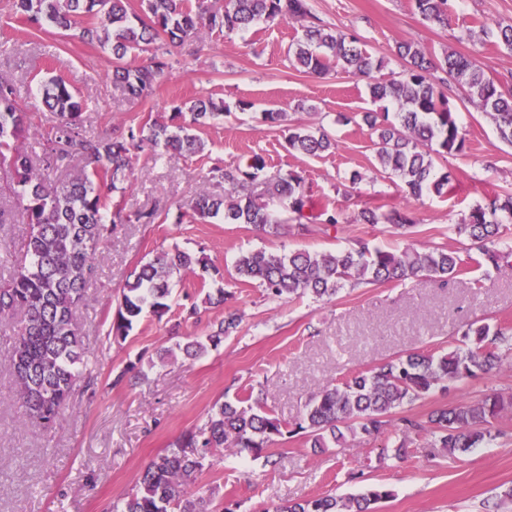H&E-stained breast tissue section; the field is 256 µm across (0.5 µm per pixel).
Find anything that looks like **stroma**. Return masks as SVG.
<instances>
[{"mask_svg": "<svg viewBox=\"0 0 512 512\" xmlns=\"http://www.w3.org/2000/svg\"><path fill=\"white\" fill-rule=\"evenodd\" d=\"M312 2L324 24L360 37L381 60V76L401 71L396 47L402 41L437 57L448 50L465 53L494 79L512 76V54L481 32L485 24L512 23V0H451L443 26L424 22L413 0ZM301 34L299 23L276 18L173 48L174 66L158 79L153 94L131 99L106 77L112 68L109 50L51 28L30 30L14 14L12 0H0V76L16 81L26 108L29 128L22 147L49 134L58 121L39 94L53 66L87 99L84 126L90 135L112 137L150 117L168 120L174 106L202 95L228 108L223 117L196 128L204 152L161 159L148 149L138 152L132 185L112 194L131 220L114 225L99 247L97 278L75 314L90 374L76 382L69 409L51 431L16 402L9 371L13 334L0 329V512H107L137 489L153 458L205 424L215 403L255 387L261 404L292 424L311 397L354 369L397 354L447 350L466 324L482 315L512 322V260L488 272L470 266L451 286L423 276L398 286L346 287L329 300L308 295L270 300L257 285L237 280L234 263L247 249L326 252L367 241L385 249L460 251L465 240L455 226L483 193H512V145L452 81L448 96L468 147L436 163L453 173L456 188L417 201L406 198L394 176L377 170L371 132L357 118L361 112L384 111V104L371 101L364 77L300 71L288 50ZM241 100L252 102V109L240 111ZM268 109L328 133L335 150L318 157L290 150L285 131L264 122ZM253 153L262 155L266 167L247 190L264 196L271 213L281 214L282 204L267 196V180L294 173L316 204L342 212L343 223L300 236L292 229L264 233L249 224L192 216L198 194L231 200L242 192L211 178L210 167L233 166ZM12 191L9 174L0 171V256L18 259L29 227L13 209ZM366 206L385 213L406 210L415 226L404 235L387 224L363 223L359 213ZM148 211L156 212L155 223H138L136 213ZM176 247L203 253L206 272L173 282L166 315L143 313L127 338L113 336L112 317L130 273ZM201 282L210 292L224 288L229 297L221 305H201L195 318L184 319L185 297ZM230 310L243 315L236 331L200 357H186L182 344L206 336ZM130 366L142 379L113 386L116 374ZM493 392L512 394V356L401 413L422 420L435 408L475 403ZM495 426L500 437L454 459L423 436L411 437L401 456H384L392 442L387 433L317 454L307 447L305 434L286 436L270 446L276 464L266 468L250 452L214 448L208 455L212 467L201 482L220 484L215 505L228 512H269L286 501L324 494L356 496L374 485L392 493L378 512H512L511 504L499 502L512 485V410L504 411Z\"/></svg>", "mask_w": 512, "mask_h": 512, "instance_id": "stroma-1", "label": "stroma"}]
</instances>
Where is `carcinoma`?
Masks as SVG:
<instances>
[{"instance_id":"obj_1","label":"carcinoma","mask_w":512,"mask_h":512,"mask_svg":"<svg viewBox=\"0 0 512 512\" xmlns=\"http://www.w3.org/2000/svg\"><path fill=\"white\" fill-rule=\"evenodd\" d=\"M414 6L429 23L443 25L448 19L449 0H414ZM12 9L32 30L51 24L66 36L75 31L89 43L112 42V85L133 98L150 96L158 78L172 67L161 41L182 45L206 33L245 31L263 19L299 21L303 34L293 52L296 65L314 75L336 67L366 77L373 101L396 105L392 114L365 112L362 121L375 135V159L382 171L399 179L406 196L415 200L452 188L451 176L438 172L434 156L458 154L466 146V133L444 91L448 81L460 84L467 99L493 121L499 137L512 144L511 85L489 77L468 55L449 51L440 59H431L412 42L397 46L403 61L401 72L376 77L381 63L363 48L356 34L325 25L311 0H224L222 10L207 0H196L193 6L187 0H141L137 13L129 11L128 0H13ZM482 31L512 52V24H484ZM142 53L147 57L141 64L125 61L129 55ZM42 102L58 114L59 121L46 139L42 168L36 171L30 156L17 147L26 123L17 86L0 77V167L11 173L23 221L30 226L25 259L0 283V318L18 311L24 314L14 329L15 397L29 416L50 429L69 408L73 385L86 367L74 315L96 277L97 249L112 234V225L124 221L122 209L109 210L104 191H116L130 182L132 154L137 150L148 148L170 156L202 151L204 145L193 129L223 115L224 107L201 97L173 108L172 119L181 120L173 127L149 119L128 125L120 137L111 139L84 132L85 102L64 79L44 81ZM287 131L288 147L298 153L318 156L336 148L327 133L315 135L302 124L290 125ZM74 158L84 163L80 175L68 182L53 181L51 172ZM264 168V158L254 154L244 163L212 171L235 188L256 180ZM270 194L281 200L288 220L296 222L302 235L325 232L342 223L341 213L327 205L314 212L308 189L293 173L274 182ZM193 213L201 218L218 217L225 224H250L266 233L279 230L262 198L248 194L229 202L200 194ZM360 220L366 224L384 221L397 229L413 227V220L400 209L379 215L367 207L360 212ZM511 223L512 194L485 195L456 225L457 233L477 251V257L469 260L489 269L512 257V240L504 234ZM467 261L445 247L386 250L361 242L327 253L245 251L237 257L235 271L239 278L262 288L269 299L306 294L324 299L348 283L353 287L397 284L420 276L450 281L464 273ZM197 266L207 267L204 258L179 248L141 264L121 291L112 334L127 337L147 309L162 318L169 310L172 279L195 272ZM240 320L238 312H227L206 340L187 342L185 354L196 356L207 345H218ZM507 351L512 352V325L475 319L466 324L460 344L448 353L417 351L352 371L308 401L294 430L243 399L216 405L203 427L185 433L175 448L157 455L145 467L137 490L113 512H216L213 500L218 487L197 485L210 449H248L266 467L276 461L263 451L275 438L297 430L307 434V443L314 449L340 447L349 436L374 437L382 433L396 410L435 391L446 392L450 384L463 378L494 369ZM507 405L512 407V396L506 399L493 393L475 404L436 409L424 422L403 416L395 424L393 447L399 455L410 435L422 433L432 447L455 458L496 439L494 421ZM389 497L388 490L373 486L359 497L318 496L283 504L274 512H370V506Z\"/></svg>"}]
</instances>
